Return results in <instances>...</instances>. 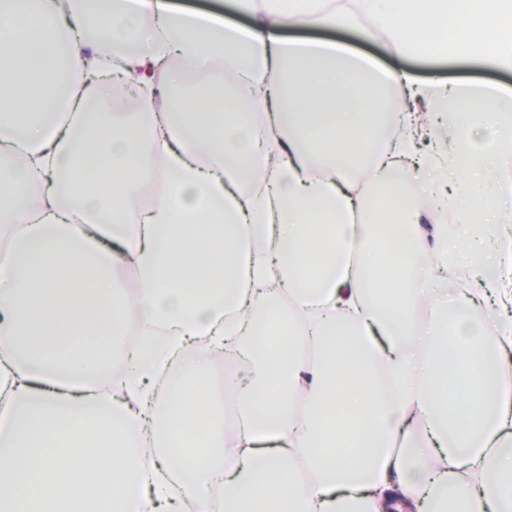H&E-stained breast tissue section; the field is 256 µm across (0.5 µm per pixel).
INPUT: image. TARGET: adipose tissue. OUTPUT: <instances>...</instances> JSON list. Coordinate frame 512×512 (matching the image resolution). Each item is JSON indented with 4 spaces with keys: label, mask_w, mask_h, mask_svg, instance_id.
<instances>
[{
    "label": "adipose tissue",
    "mask_w": 512,
    "mask_h": 512,
    "mask_svg": "<svg viewBox=\"0 0 512 512\" xmlns=\"http://www.w3.org/2000/svg\"><path fill=\"white\" fill-rule=\"evenodd\" d=\"M229 4L0 0V512H512V88L287 35L511 70L512 0ZM218 361V360H217ZM213 364L215 367L210 372L208 380L206 382L209 389L219 399L224 413V426L226 428H233L236 424L238 415V404L236 400L224 392V360ZM212 366V367H213ZM211 367V369H212Z\"/></svg>",
    "instance_id": "adipose-tissue-1"
}]
</instances>
